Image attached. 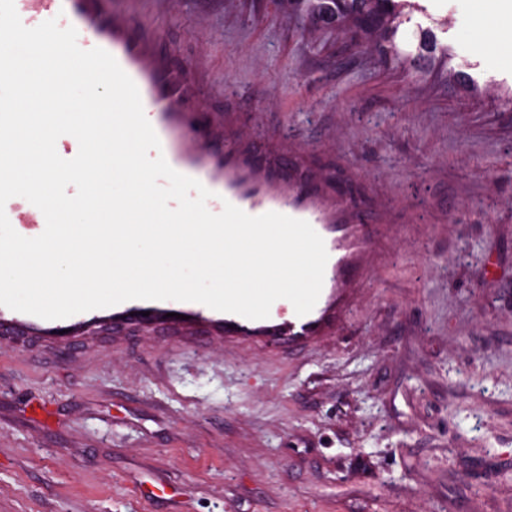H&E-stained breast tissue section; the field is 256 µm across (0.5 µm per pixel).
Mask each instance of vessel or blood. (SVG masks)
I'll return each mask as SVG.
<instances>
[{"instance_id": "obj_1", "label": "vessel or blood", "mask_w": 512, "mask_h": 512, "mask_svg": "<svg viewBox=\"0 0 512 512\" xmlns=\"http://www.w3.org/2000/svg\"><path fill=\"white\" fill-rule=\"evenodd\" d=\"M14 4L24 26L33 28L57 19L59 26L85 31V38L78 41L81 48L99 47L116 59L139 90L144 113L167 162L211 191L207 202L211 212H221L228 202L252 216L277 212L307 221L323 238L328 260L319 299L303 316L297 315L292 303L284 299L261 320L219 312L197 302L173 300H130L61 320H45L0 306V341L12 342L19 330L31 336L55 337L60 331L73 332L100 319L112 321L118 329L135 322L163 323L171 313L188 316L191 322L206 328V335L196 340L200 346L222 337L298 349L332 335L346 307L349 288L365 272L371 247L369 227L351 195L340 188L334 196H327L320 185L301 173L229 148L223 156L213 155L181 115L183 100L189 95L185 75L159 71L154 58L141 49L132 28L108 25L94 12L90 0H14ZM466 75L469 83L486 91L512 89V74L486 75L477 61L469 65ZM5 211L22 234L35 236L45 228L42 212L24 198H11Z\"/></svg>"}]
</instances>
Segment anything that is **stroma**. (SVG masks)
<instances>
[{"mask_svg": "<svg viewBox=\"0 0 512 512\" xmlns=\"http://www.w3.org/2000/svg\"><path fill=\"white\" fill-rule=\"evenodd\" d=\"M190 71L215 150L232 140L345 186L381 258L334 335L300 350L111 333L0 344V512H512V16L428 0L444 65L410 72L288 0H96ZM490 20L488 28L476 18ZM475 243L461 255L464 240ZM467 80L479 89L491 92H502L512 87V73L508 76H486L479 61H474L468 66Z\"/></svg>", "mask_w": 512, "mask_h": 512, "instance_id": "obj_1", "label": "stroma"}]
</instances>
